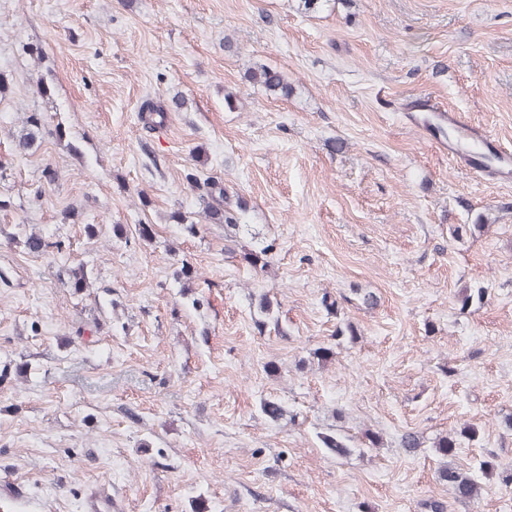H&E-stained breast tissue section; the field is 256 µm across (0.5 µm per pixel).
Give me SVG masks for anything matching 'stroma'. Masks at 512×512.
<instances>
[{
  "label": "stroma",
  "mask_w": 512,
  "mask_h": 512,
  "mask_svg": "<svg viewBox=\"0 0 512 512\" xmlns=\"http://www.w3.org/2000/svg\"><path fill=\"white\" fill-rule=\"evenodd\" d=\"M257 62L293 95L246 82ZM0 74V512H85L94 490L111 512H512V184L405 118L427 95L512 150V0H0ZM150 94L184 102L164 127ZM32 112L47 131L23 154ZM193 174L247 197L240 240L273 243L265 271L203 222ZM471 211L489 224L455 238ZM32 232L63 252H28ZM80 259L95 281L74 295ZM469 287L485 298L465 308ZM263 294L286 335L257 330ZM347 322L356 338L337 336ZM269 396L283 419L261 414ZM466 424L456 463L488 464L475 507L431 447ZM332 429L350 456L321 447ZM408 430L426 443L412 456Z\"/></svg>",
  "instance_id": "1"
}]
</instances>
